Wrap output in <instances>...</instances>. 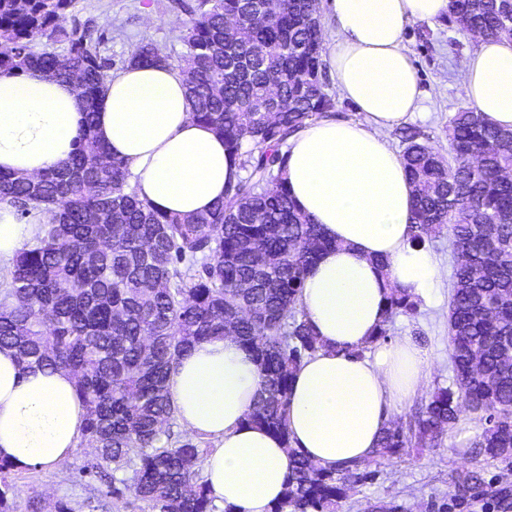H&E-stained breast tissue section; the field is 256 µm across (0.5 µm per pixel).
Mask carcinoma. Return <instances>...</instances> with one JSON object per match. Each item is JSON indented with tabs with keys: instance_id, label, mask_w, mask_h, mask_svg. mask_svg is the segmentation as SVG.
<instances>
[{
	"instance_id": "1",
	"label": "carcinoma",
	"mask_w": 512,
	"mask_h": 512,
	"mask_svg": "<svg viewBox=\"0 0 512 512\" xmlns=\"http://www.w3.org/2000/svg\"><path fill=\"white\" fill-rule=\"evenodd\" d=\"M76 0H0V74L39 70L76 84L87 107L69 157L36 177L0 172V203L52 223L25 245L0 289V347L22 367L58 368L75 379L86 409L79 445L91 468L112 477V496L149 512H216L203 478L209 448L172 431L178 409L166 382L204 340L235 336L262 382L247 418L288 448L287 489L270 512H338L347 493L377 476L385 459L437 448L471 411L483 429L469 442L474 465L458 469L448 498L430 512H512V489L478 463L512 470V129L470 107L448 120V155L418 132L402 133L413 184L411 242L446 234L456 263L448 304L455 388L437 387L420 411L384 430L373 455L329 470L290 447L288 399L296 367L320 349L299 300L309 267L330 246L286 187L283 147L305 123L330 117L324 29L316 0H170L187 17L185 55L144 37L121 66L180 70L194 117L224 136L243 176L206 213L179 216L139 199L124 163L97 139L95 107L115 66ZM71 26H66V22ZM448 22L483 36L512 31V0H450ZM44 39L63 41L59 53ZM280 101L282 112L267 110ZM387 315L411 314L416 297L390 287ZM14 465L0 461V512H10Z\"/></svg>"
}]
</instances>
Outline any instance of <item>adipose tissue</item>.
<instances>
[{"label": "adipose tissue", "mask_w": 512, "mask_h": 512, "mask_svg": "<svg viewBox=\"0 0 512 512\" xmlns=\"http://www.w3.org/2000/svg\"><path fill=\"white\" fill-rule=\"evenodd\" d=\"M448 4L328 2L334 36L324 59L360 117L310 122L288 141L286 186L332 242L311 265L300 298L322 348L294 373L290 445L247 422L261 377L235 337L196 346L168 382L184 430L214 443L203 472L216 504L270 512L283 495L292 447L326 469L369 458L394 405L427 384V352L406 336L376 337L390 286L425 297L439 278L429 249L409 241L413 188L384 133L429 111L404 34L409 23L446 17ZM460 73L471 107L512 129V38L475 37ZM84 118L73 82L40 71L1 75L0 171L32 177L65 160ZM96 133L125 163L140 199L161 211L208 210L242 175L223 137L193 117L179 71L163 64H132L108 77ZM47 221L37 210L18 218L0 203V264ZM84 419L68 371L22 369L13 349L0 348V459L55 465L75 449Z\"/></svg>", "instance_id": "1"}]
</instances>
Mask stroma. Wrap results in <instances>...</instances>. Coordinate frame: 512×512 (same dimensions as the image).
<instances>
[{
    "mask_svg": "<svg viewBox=\"0 0 512 512\" xmlns=\"http://www.w3.org/2000/svg\"><path fill=\"white\" fill-rule=\"evenodd\" d=\"M166 0H78L76 14L94 17L105 29L108 41L105 53L112 59L128 56L141 37L151 38L165 53H183L180 40L184 16L165 9ZM420 83L428 95L430 112L425 119L413 121L440 152L447 153L448 119L466 100L461 92L460 63L472 50V41L456 27L439 20L409 24L404 37ZM441 277L433 300H421L416 313L394 316L387 324L389 338L407 336L427 351L430 358V385H452L454 374L448 355V301L453 270V255L447 238L430 246ZM480 431L472 416H462L456 427L444 437L440 447L422 454H411L383 461L375 480L356 487L350 500L356 505L375 501H395L404 512H427L428 501L446 497L451 491L454 472L469 465L471 456L466 443ZM88 447H76L54 466L33 464L10 473L15 486V512H28V500L40 495L44 512H55L58 503H68L74 512H89L87 499L106 503V512H141V502L127 497L113 499L111 484L83 473L91 459Z\"/></svg>",
    "mask_w": 512,
    "mask_h": 512,
    "instance_id": "obj_1",
    "label": "stroma"
}]
</instances>
